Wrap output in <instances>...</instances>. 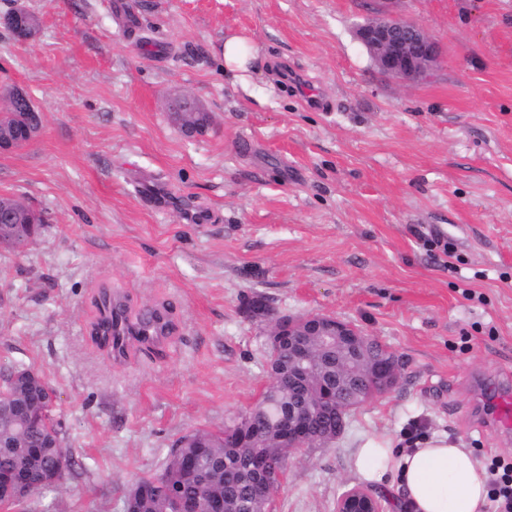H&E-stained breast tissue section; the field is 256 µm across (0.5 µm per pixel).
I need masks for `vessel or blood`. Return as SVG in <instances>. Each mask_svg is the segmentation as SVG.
<instances>
[{"mask_svg": "<svg viewBox=\"0 0 512 512\" xmlns=\"http://www.w3.org/2000/svg\"><path fill=\"white\" fill-rule=\"evenodd\" d=\"M170 324L164 308L153 310L150 319L137 320L128 312L123 299L113 295L91 333L96 343L114 356H123L131 342L154 341L167 336Z\"/></svg>", "mask_w": 512, "mask_h": 512, "instance_id": "1", "label": "vessel or blood"}]
</instances>
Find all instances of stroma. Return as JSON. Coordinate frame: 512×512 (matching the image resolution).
I'll list each match as a JSON object with an SVG mask.
<instances>
[{
	"label": "stroma",
	"instance_id": "35a3bbf8",
	"mask_svg": "<svg viewBox=\"0 0 512 512\" xmlns=\"http://www.w3.org/2000/svg\"><path fill=\"white\" fill-rule=\"evenodd\" d=\"M20 8L41 22L27 41L4 23ZM389 13L438 42L426 78L381 73L356 39ZM233 34L259 50L242 82ZM1 86L42 128L0 153V195L45 222L24 253L0 246V369L50 383L79 463L11 512H125L182 436L254 405L283 315L350 322L402 370L291 457L273 512H336L355 449L415 423L512 457L488 408L512 392V0H0ZM183 96L204 132L175 121ZM110 290L133 313L165 303L174 333L109 360L88 329Z\"/></svg>",
	"mask_w": 512,
	"mask_h": 512
}]
</instances>
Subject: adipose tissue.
<instances>
[{"instance_id": "1", "label": "adipose tissue", "mask_w": 512, "mask_h": 512, "mask_svg": "<svg viewBox=\"0 0 512 512\" xmlns=\"http://www.w3.org/2000/svg\"><path fill=\"white\" fill-rule=\"evenodd\" d=\"M364 482L390 491L400 512H486L487 475L473 449L445 437L397 449L372 439L356 449Z\"/></svg>"}]
</instances>
